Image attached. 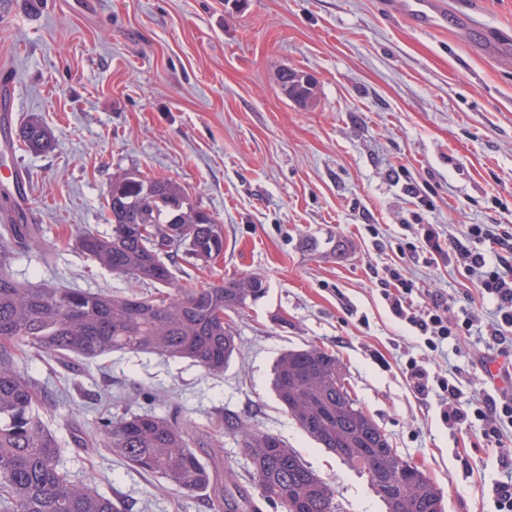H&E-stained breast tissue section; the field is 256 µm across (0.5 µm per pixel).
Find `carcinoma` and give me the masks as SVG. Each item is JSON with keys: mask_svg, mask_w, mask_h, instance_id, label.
I'll return each mask as SVG.
<instances>
[{"mask_svg": "<svg viewBox=\"0 0 512 512\" xmlns=\"http://www.w3.org/2000/svg\"><path fill=\"white\" fill-rule=\"evenodd\" d=\"M288 97L302 106L315 101L316 81L298 73L279 75ZM28 150L45 153L53 139L36 117L17 129ZM112 234H81L77 247L101 267L130 280L162 288L158 295L109 294L51 288L19 279L13 264L42 247L39 226L19 216L0 224V512H118L112 499L88 482L73 480L59 463L62 443L44 420L52 394L20 369L31 357L67 365L115 352L189 359L210 373H222L237 349L227 317L266 293L262 279L238 287L239 278L199 288L179 284L165 263L170 227L182 252L202 262L224 251V230L214 216L198 212L179 184L163 178L127 176L106 196ZM273 389L299 427L348 466L368 475L396 470L401 457L386 434L352 397L335 354L318 346L284 352L276 361ZM233 431L249 460L261 499L281 512H341L336 490L278 436L251 426L213 427L210 438ZM81 446L109 449L137 472L151 474L184 494L207 492L218 473L193 451L194 434L166 415L123 412L100 422L97 438L73 433ZM439 490L426 475L409 480L386 512H428ZM220 512H257L255 501L225 491Z\"/></svg>", "mask_w": 512, "mask_h": 512, "instance_id": "obj_1", "label": "carcinoma"}]
</instances>
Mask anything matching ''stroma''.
Masks as SVG:
<instances>
[{
    "mask_svg": "<svg viewBox=\"0 0 512 512\" xmlns=\"http://www.w3.org/2000/svg\"><path fill=\"white\" fill-rule=\"evenodd\" d=\"M383 0H23L0 9V74L15 80L12 125L43 119L48 153L22 145L0 155L21 166L39 207L50 259L17 260L19 278L120 293L128 278L75 247L85 230L112 232L105 197L128 173L180 184L224 229L207 263L177 255L178 282L207 287L234 275L264 280L265 294L232 313L238 350L223 373L189 360L112 353L90 362L23 370L66 394L45 411L65 442L62 466L112 497L120 512H212L210 496L159 490L105 448H81L71 427L95 437L114 400L134 412L177 417L194 430L230 421L273 433L336 489L343 512H386L367 474L321 448L276 397L272 369L289 349L336 355L350 390L405 460L439 488L445 512H496L490 493L512 461L479 429L443 424L436 397L410 389L407 361L430 363L482 399L492 356L491 302L477 304L461 345L430 351L397 319L376 280L397 264L418 225H512V0H446V30L389 16ZM293 68L318 81L313 108L281 92ZM418 291L447 299L458 316L475 283L453 258L407 263ZM221 452L197 454L257 490L233 433Z\"/></svg>",
    "mask_w": 512,
    "mask_h": 512,
    "instance_id": "obj_1",
    "label": "stroma"
}]
</instances>
